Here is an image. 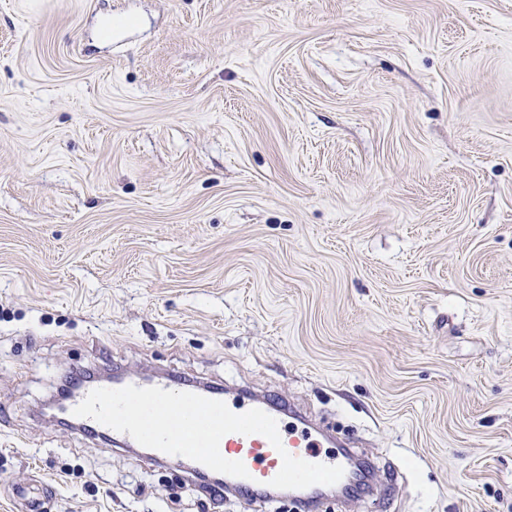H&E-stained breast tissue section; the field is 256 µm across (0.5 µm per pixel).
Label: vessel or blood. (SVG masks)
Wrapping results in <instances>:
<instances>
[{
	"label": "vessel or blood",
	"instance_id": "b4317fda",
	"mask_svg": "<svg viewBox=\"0 0 512 512\" xmlns=\"http://www.w3.org/2000/svg\"><path fill=\"white\" fill-rule=\"evenodd\" d=\"M151 384L170 391L190 392L222 401L237 414L257 408L276 420L282 449H275L259 434L230 433L221 439L219 450L222 456L243 462L248 471L247 477L244 478L226 476L224 487L232 494L253 498L269 491V482L280 471L282 456L286 453L328 466L341 467L345 464V447L339 446L333 450L326 448L325 434L300 416L289 415L283 403L260 397L245 388L224 390L195 382L177 384L164 376L153 378ZM74 418L76 425L88 437L113 440L128 448L136 445L129 434L116 431L91 418Z\"/></svg>",
	"mask_w": 512,
	"mask_h": 512
}]
</instances>
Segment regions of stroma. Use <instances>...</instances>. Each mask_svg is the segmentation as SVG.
I'll list each match as a JSON object with an SVG mask.
<instances>
[{
  "label": "stroma",
  "instance_id": "35a3bbf8",
  "mask_svg": "<svg viewBox=\"0 0 512 512\" xmlns=\"http://www.w3.org/2000/svg\"><path fill=\"white\" fill-rule=\"evenodd\" d=\"M79 369L357 439L322 512H512V0H0V512H201ZM129 385L141 388L160 387L176 392H190L212 400L224 402L234 413L241 414L250 409H260L274 418L278 425L279 435L285 450L294 457L304 459L312 463H320L328 466H340L343 468V476L336 483L341 484L347 475L344 446L336 444V449L325 447L324 441L333 445L331 440L320 430L312 426L308 421L288 411L286 405L274 402L271 399L260 397L248 389L225 390L201 383L175 384L171 379L159 376L150 381H144L138 377L123 375L114 378L108 383H86L75 391L63 406L64 414L73 420L79 429L91 438L114 440L127 448H147L136 442L128 433L118 432L94 419L78 417L73 410L94 389L108 388L120 389ZM287 416L291 421H285Z\"/></svg>",
  "mask_w": 512,
  "mask_h": 512
}]
</instances>
